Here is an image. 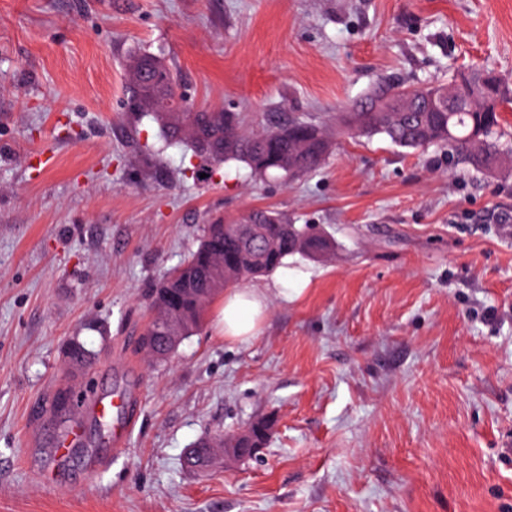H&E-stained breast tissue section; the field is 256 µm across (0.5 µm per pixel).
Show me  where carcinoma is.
<instances>
[{
    "instance_id": "1",
    "label": "carcinoma",
    "mask_w": 512,
    "mask_h": 512,
    "mask_svg": "<svg viewBox=\"0 0 512 512\" xmlns=\"http://www.w3.org/2000/svg\"><path fill=\"white\" fill-rule=\"evenodd\" d=\"M455 100L453 111L430 112L427 101L442 91ZM404 109L400 117L381 122L368 111L380 100ZM512 104V83L490 69L461 73L446 84H425L414 92L399 84H374L345 111L336 113V126L291 116L270 118L260 129H247L236 112L195 109L185 105L183 112H155L150 101L135 103L140 118L157 127V150L184 145L206 162L241 163L258 179L305 177L322 169L334 139L348 133L350 126L368 128L366 136L381 135L401 148L418 149L430 145L446 147L478 173L488 174L505 167L512 151L498 138L499 112ZM330 238L308 225L298 226L282 212L258 209L240 220L214 221L204 225L197 250L180 264L179 277H164L148 287L151 313L169 310V292L186 289L180 317L188 322L186 335L201 330L209 305L218 297L211 287L212 258L215 249L224 259H238L244 265L241 278L225 284L265 276L296 254L313 257ZM139 350L146 356L161 346L150 327L139 338ZM67 360L78 371L92 364L94 353L79 341L67 349Z\"/></svg>"
}]
</instances>
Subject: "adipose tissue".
I'll use <instances>...</instances> for the list:
<instances>
[{"label": "adipose tissue", "instance_id": "ef3b65f1", "mask_svg": "<svg viewBox=\"0 0 512 512\" xmlns=\"http://www.w3.org/2000/svg\"><path fill=\"white\" fill-rule=\"evenodd\" d=\"M267 312V289L235 288L224 295L217 327L226 342L244 343L258 335Z\"/></svg>", "mask_w": 512, "mask_h": 512}]
</instances>
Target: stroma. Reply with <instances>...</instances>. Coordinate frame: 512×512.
I'll list each match as a JSON object with an SVG mask.
<instances>
[{
    "mask_svg": "<svg viewBox=\"0 0 512 512\" xmlns=\"http://www.w3.org/2000/svg\"><path fill=\"white\" fill-rule=\"evenodd\" d=\"M188 101L334 118L382 81L512 77V0H0V512H512V173L338 139L325 166L185 175L132 112L131 55ZM255 209L331 235L301 295L225 342L210 306L165 361L146 291L202 227ZM96 354L68 372L64 347ZM136 389L122 448L96 398ZM73 400L58 413L59 390ZM272 415L262 455L196 474L199 437ZM80 419L82 438H57Z\"/></svg>",
    "mask_w": 512,
    "mask_h": 512,
    "instance_id": "obj_1",
    "label": "stroma"
}]
</instances>
